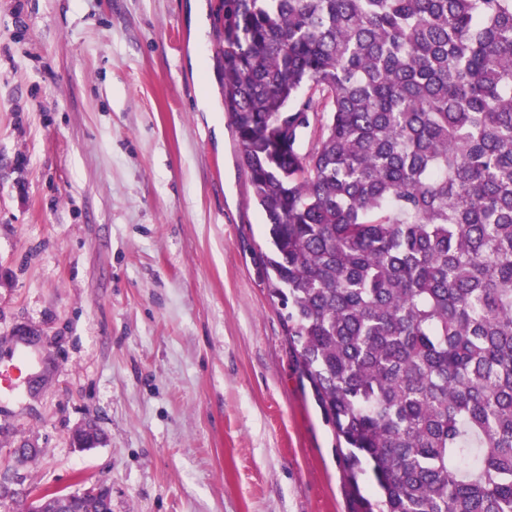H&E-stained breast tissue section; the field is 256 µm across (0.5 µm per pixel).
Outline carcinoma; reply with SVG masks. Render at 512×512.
<instances>
[{
    "mask_svg": "<svg viewBox=\"0 0 512 512\" xmlns=\"http://www.w3.org/2000/svg\"><path fill=\"white\" fill-rule=\"evenodd\" d=\"M217 18L269 292L348 512H512V0ZM65 510L112 504L77 489Z\"/></svg>",
    "mask_w": 512,
    "mask_h": 512,
    "instance_id": "carcinoma-1",
    "label": "carcinoma"
}]
</instances>
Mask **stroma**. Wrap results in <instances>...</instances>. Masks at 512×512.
<instances>
[{
    "instance_id": "35a3bbf8",
    "label": "stroma",
    "mask_w": 512,
    "mask_h": 512,
    "mask_svg": "<svg viewBox=\"0 0 512 512\" xmlns=\"http://www.w3.org/2000/svg\"><path fill=\"white\" fill-rule=\"evenodd\" d=\"M217 2L0 0V370L50 364L0 387V470L109 485L112 512H346L265 280ZM91 418L103 443L76 447Z\"/></svg>"
}]
</instances>
